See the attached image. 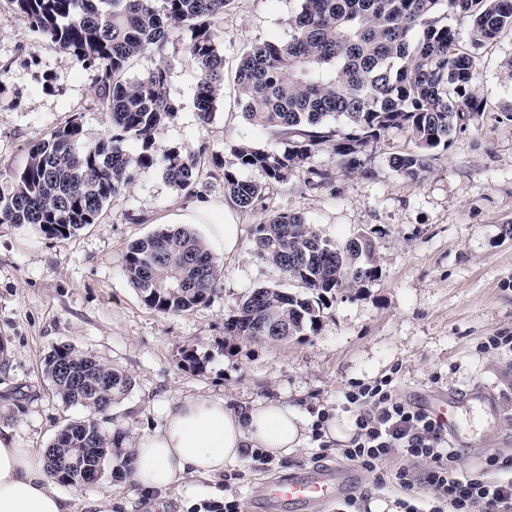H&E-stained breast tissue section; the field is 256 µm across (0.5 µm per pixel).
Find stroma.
<instances>
[{
    "label": "stroma",
    "instance_id": "1",
    "mask_svg": "<svg viewBox=\"0 0 512 512\" xmlns=\"http://www.w3.org/2000/svg\"><path fill=\"white\" fill-rule=\"evenodd\" d=\"M298 7L299 0H233L219 22L224 103L207 125L198 117L196 81L181 50L185 33L171 30L167 94L177 111L156 128L153 149L206 146L192 190H178L149 169L110 199L99 223L71 237L0 224V434L17 447H47L87 415L63 403L43 373L45 355L65 343L131 376L133 386L113 406L111 423L127 446L161 426L167 405L182 397H221L232 408L278 399L312 417L321 410L340 417L352 385L389 377L402 403L423 409L437 393L484 387L494 413L455 442L457 466L470 472L479 448L512 455V356L481 348L489 337L512 336V236L504 233L512 222V122L503 117L512 110L511 35L483 53L475 86L488 111L454 136L422 182L389 167V153L413 147L405 131L395 130L373 155L370 173L340 169L332 184L319 187L296 175L270 193L267 209L302 216L325 239L341 243L365 233L374 244L377 279L335 292L316 334L263 342L224 332L253 289L292 288L255 250L254 230L267 209L239 211L241 246L228 258L215 254L221 288L206 304L157 312L124 274L128 247L165 228L176 207L198 197L224 199L218 164L231 160L235 146L280 148L268 130L242 118L234 78L246 46L288 41V19ZM74 116L90 138L106 135L94 72L30 32L24 17L0 0V185L30 146ZM187 350L203 361L202 372L185 365ZM336 448L312 437L278 466L232 464L219 476L187 478L151 501L131 478L108 474L55 491L69 512H208L209 504L232 498L240 512H260L252 488L337 463ZM350 496L358 512H369L373 499L422 510L431 500L429 491L392 479L375 487L372 475L360 471L342 498L303 512H347Z\"/></svg>",
    "mask_w": 512,
    "mask_h": 512
}]
</instances>
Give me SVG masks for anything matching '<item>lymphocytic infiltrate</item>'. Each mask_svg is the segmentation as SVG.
Returning a JSON list of instances; mask_svg holds the SVG:
<instances>
[{
	"label": "lymphocytic infiltrate",
	"mask_w": 512,
	"mask_h": 512,
	"mask_svg": "<svg viewBox=\"0 0 512 512\" xmlns=\"http://www.w3.org/2000/svg\"><path fill=\"white\" fill-rule=\"evenodd\" d=\"M393 392L388 379L345 392L343 408L351 414L355 432L340 457L379 481L393 455L426 460L422 473L401 467L394 477L410 488L428 487L436 501L430 512H512V457L489 456V464L503 473L496 480L459 472L458 453L447 447L443 425L424 409L406 407Z\"/></svg>",
	"instance_id": "obj_1"
}]
</instances>
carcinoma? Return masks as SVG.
Wrapping results in <instances>:
<instances>
[{
	"instance_id": "cac0c4a2",
	"label": "carcinoma",
	"mask_w": 512,
	"mask_h": 512,
	"mask_svg": "<svg viewBox=\"0 0 512 512\" xmlns=\"http://www.w3.org/2000/svg\"><path fill=\"white\" fill-rule=\"evenodd\" d=\"M8 3L32 32L96 74L109 129L92 140L75 117L30 147L10 187L0 190V224L70 237L98 223L106 203L139 170L159 169L180 190L194 185L206 147L160 155L152 150L156 127L176 112L166 94L168 34L173 27L188 34L183 51L196 80L197 110L207 123L224 102L217 22L231 0ZM452 17L469 20V47L459 45ZM288 25L287 42L251 44L235 74L242 117L285 144L280 151L249 144L233 149V160L224 164V194L242 210L264 204L273 186L300 171L313 185L331 183L333 169L313 164L321 153L346 171L365 170L371 152L394 129L407 132L413 149L391 154L389 166L420 181L452 136L486 111L474 86L478 50L512 33V0H300ZM147 52L159 63L133 74V61ZM132 143L135 153L128 149ZM243 168L261 171L264 180L239 179ZM255 247L298 291L254 289L225 323L229 336L257 341L313 334L329 296L378 276L368 235L338 245L299 215L270 212L256 227ZM123 270L145 305L164 314L207 303L221 283L206 243L187 227L163 228L131 244ZM44 372L62 401L88 412L46 448L50 481L86 485L118 457L131 471L133 458L119 447L120 433L100 425L111 419L131 378L65 344L52 347Z\"/></svg>"
}]
</instances>
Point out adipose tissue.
Segmentation results:
<instances>
[{"label":"adipose tissue","instance_id":"ef3b65f1","mask_svg":"<svg viewBox=\"0 0 512 512\" xmlns=\"http://www.w3.org/2000/svg\"><path fill=\"white\" fill-rule=\"evenodd\" d=\"M171 221L202 225L209 248L225 256L240 247L242 228L231 201L197 198ZM309 433L310 421L299 408L277 400L233 409L221 398L179 399L166 408L162 426L136 442L132 480L142 494L161 495L187 476L223 473L256 448L276 458L292 454ZM0 512H68L64 498L48 486L41 452L1 435Z\"/></svg>","mask_w":512,"mask_h":512}]
</instances>
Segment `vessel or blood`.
Returning a JSON list of instances; mask_svg holds the SVG:
<instances>
[{
  "instance_id": "vessel-or-blood-1",
  "label": "vessel or blood",
  "mask_w": 512,
  "mask_h": 512,
  "mask_svg": "<svg viewBox=\"0 0 512 512\" xmlns=\"http://www.w3.org/2000/svg\"><path fill=\"white\" fill-rule=\"evenodd\" d=\"M471 409L469 398L455 394L438 396L429 405L431 414L455 436L467 429ZM350 477L349 471L340 468H311L260 485L253 494L269 505L272 512H290L299 505L335 500Z\"/></svg>"
}]
</instances>
